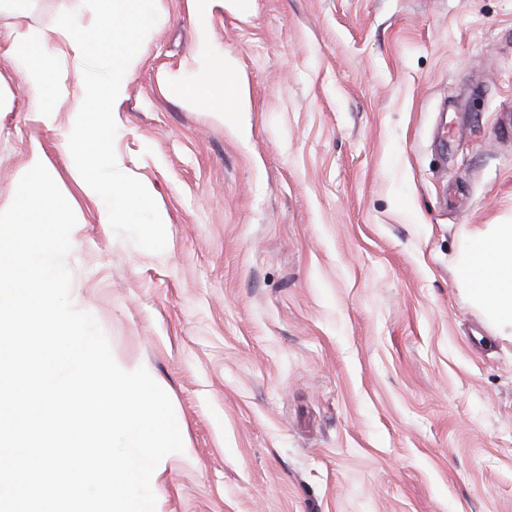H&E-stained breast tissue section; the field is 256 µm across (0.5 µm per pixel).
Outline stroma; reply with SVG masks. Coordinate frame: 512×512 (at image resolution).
Instances as JSON below:
<instances>
[{"instance_id": "1", "label": "stroma", "mask_w": 512, "mask_h": 512, "mask_svg": "<svg viewBox=\"0 0 512 512\" xmlns=\"http://www.w3.org/2000/svg\"><path fill=\"white\" fill-rule=\"evenodd\" d=\"M71 7L0 11V47ZM153 14L108 134L150 209L98 223L70 176L80 74L49 128L1 64L0 211L41 144L81 214L72 302L181 431L156 512H512V341L459 263L512 224V0H226L211 32L248 89L246 143L162 81L190 67L186 0ZM128 49L101 39L94 61Z\"/></svg>"}]
</instances>
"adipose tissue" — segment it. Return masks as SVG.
<instances>
[{
	"mask_svg": "<svg viewBox=\"0 0 512 512\" xmlns=\"http://www.w3.org/2000/svg\"><path fill=\"white\" fill-rule=\"evenodd\" d=\"M149 2L99 0L92 14L75 10L46 28L14 31L5 52L23 76L31 111L47 126L55 123L56 111L46 102V92L67 79L66 73L53 70L49 64L54 47L65 45L72 70L83 74L71 106L74 139L67 148L69 171L84 196L107 199V206L98 212L102 224L115 223L151 202L147 189L103 176V168L112 165V155L105 141L96 136L97 130L110 124L113 112L120 110L135 60L113 59L99 77H85L84 71L94 41L110 36L125 39L142 31L152 17ZM223 4L224 0H188V9L196 18L197 38L192 48L196 72L189 78L167 77L166 84L207 111L218 113L246 141L251 130L242 122L241 114L248 109V96L242 82L232 78L237 62L217 52L211 39L213 10ZM461 272L497 334L512 339V224H491L474 234Z\"/></svg>",
	"mask_w": 512,
	"mask_h": 512,
	"instance_id": "ef3b65f1",
	"label": "adipose tissue"
}]
</instances>
